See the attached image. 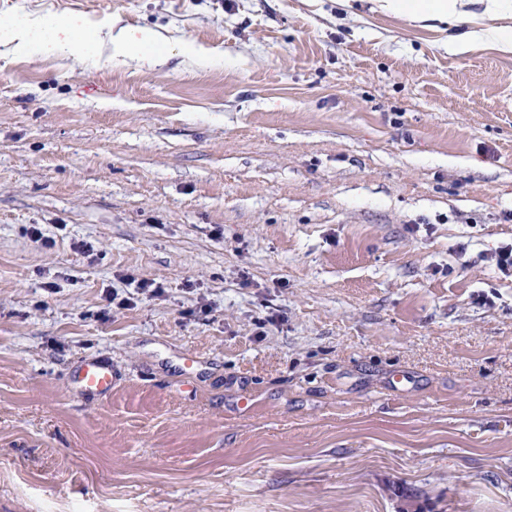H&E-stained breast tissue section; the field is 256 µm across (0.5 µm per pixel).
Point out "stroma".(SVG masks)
<instances>
[{
    "instance_id": "obj_1",
    "label": "stroma",
    "mask_w": 512,
    "mask_h": 512,
    "mask_svg": "<svg viewBox=\"0 0 512 512\" xmlns=\"http://www.w3.org/2000/svg\"><path fill=\"white\" fill-rule=\"evenodd\" d=\"M85 16L166 58L0 42V512H512V52L371 0ZM112 45L109 60H120L125 62L126 59L147 61L149 63H161L164 56L161 54H150L146 48L155 44V36L145 30H124L109 37ZM82 392L87 395H102L112 390L114 373L112 366L89 360L82 364L77 372Z\"/></svg>"
}]
</instances>
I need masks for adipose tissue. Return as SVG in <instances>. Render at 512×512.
<instances>
[{
  "mask_svg": "<svg viewBox=\"0 0 512 512\" xmlns=\"http://www.w3.org/2000/svg\"><path fill=\"white\" fill-rule=\"evenodd\" d=\"M473 0H377L379 10L413 21H439L467 19ZM481 27L472 29L465 37L452 38L448 49L452 52L465 50L473 43H490L502 50H512V28L504 26L503 20L512 15V0H482ZM102 24H91L90 20H68L46 28L42 18L23 15L10 28L8 42L15 52L75 54L91 59L94 49L111 44V59L139 60L150 63L162 62L159 54H150L149 46L155 42L152 33L144 30H119L110 38H103Z\"/></svg>",
  "mask_w": 512,
  "mask_h": 512,
  "instance_id": "1",
  "label": "adipose tissue"
}]
</instances>
